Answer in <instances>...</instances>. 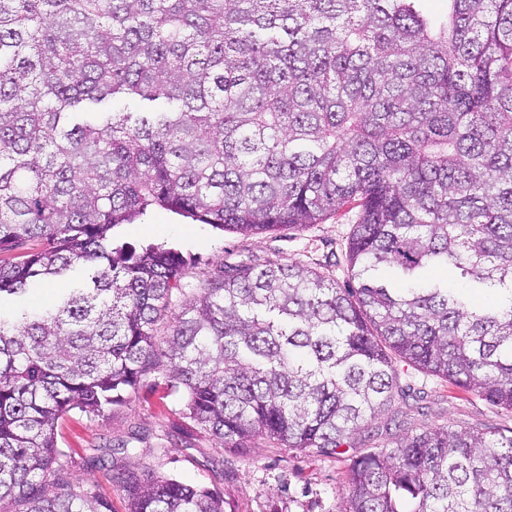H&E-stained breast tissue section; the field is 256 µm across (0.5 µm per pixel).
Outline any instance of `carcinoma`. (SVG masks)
I'll list each match as a JSON object with an SVG mask.
<instances>
[{"instance_id": "carcinoma-1", "label": "carcinoma", "mask_w": 512, "mask_h": 512, "mask_svg": "<svg viewBox=\"0 0 512 512\" xmlns=\"http://www.w3.org/2000/svg\"><path fill=\"white\" fill-rule=\"evenodd\" d=\"M420 2L0 0V300L72 283L0 311V512H224L97 448L94 486L72 480L60 421L161 363L220 448L342 454L400 389L390 350L512 411V0ZM348 205L356 288L258 257L191 287L178 251L114 239L153 207L262 234ZM344 499L512 512V430L359 452ZM35 288L37 289L34 290V293H28L16 298L14 304L27 308L38 307L62 288H70V284L68 280L61 279L48 285L46 289H40L43 288L41 286Z\"/></svg>"}]
</instances>
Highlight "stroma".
Masks as SVG:
<instances>
[{
	"instance_id": "35a3bbf8",
	"label": "stroma",
	"mask_w": 512,
	"mask_h": 512,
	"mask_svg": "<svg viewBox=\"0 0 512 512\" xmlns=\"http://www.w3.org/2000/svg\"><path fill=\"white\" fill-rule=\"evenodd\" d=\"M351 231L347 216L340 213L304 229L251 235L154 209L123 225L119 233L136 246L155 243L180 250L192 260L184 280L194 285L214 276L224 263L254 255L308 265L344 288L352 283L345 256ZM397 369L408 396L395 400L355 435L352 451L389 444L422 427L512 428V412L405 363ZM121 441L131 447L123 460L126 467L217 490L224 497V512H338L341 506L347 455L323 457L277 448L262 439L246 448H216L213 438L186 414L181 391L171 386L161 366L143 377L129 403L112 407L102 417L70 413L58 428L73 479L86 487L98 477L84 463L88 448Z\"/></svg>"
}]
</instances>
